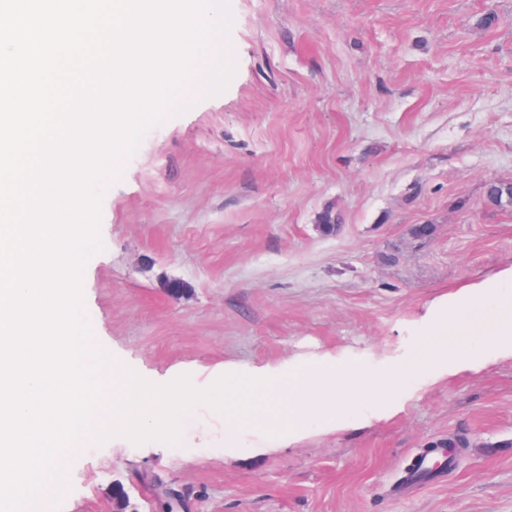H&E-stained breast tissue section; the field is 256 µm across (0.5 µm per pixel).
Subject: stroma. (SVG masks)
Masks as SVG:
<instances>
[{"mask_svg":"<svg viewBox=\"0 0 512 512\" xmlns=\"http://www.w3.org/2000/svg\"><path fill=\"white\" fill-rule=\"evenodd\" d=\"M231 4L226 91L188 85V110L103 192L92 335L155 383L179 365L245 376L324 355L382 370L417 350L434 301L512 267V207L485 199L512 181V0ZM415 224L435 231L412 238ZM451 435L468 441L453 467L412 487L418 455ZM270 438L257 415L231 431L200 405L173 447L81 443L44 506L110 512L120 483L156 512L159 483L189 512H512V358L367 388L346 428Z\"/></svg>","mask_w":512,"mask_h":512,"instance_id":"stroma-1","label":"stroma"}]
</instances>
